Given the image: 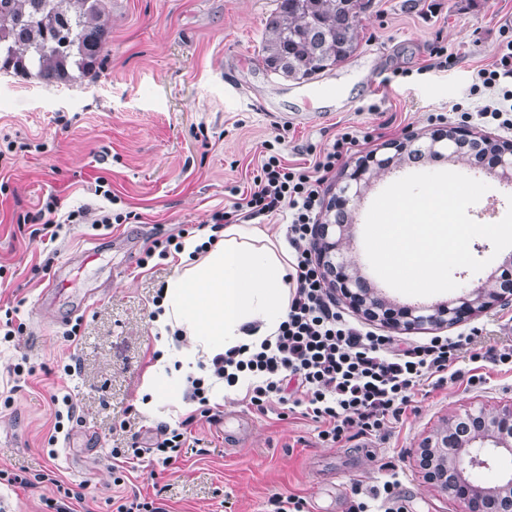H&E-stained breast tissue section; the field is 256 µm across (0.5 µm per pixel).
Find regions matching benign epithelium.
Listing matches in <instances>:
<instances>
[{"label": "benign epithelium", "mask_w": 512, "mask_h": 512, "mask_svg": "<svg viewBox=\"0 0 512 512\" xmlns=\"http://www.w3.org/2000/svg\"><path fill=\"white\" fill-rule=\"evenodd\" d=\"M478 142L488 147L493 164L488 168L500 183L512 185V142L497 141L463 127H441L429 133H417L403 141L391 142L388 152H371L347 166L317 225L314 250L326 273L327 287L349 307L391 331L444 328L464 322L497 306L512 304V254L504 258L502 273L494 288H469L455 296L426 307H400L380 291L368 286L357 268L346 259L345 239L349 221L338 214H349L348 206L363 195L370 183L400 164L404 154L417 148L436 157H454L462 144ZM461 416L477 421L466 442L448 447V438L426 440L421 452L435 458L441 467L453 472V480L427 466L426 477L439 492L459 503L460 512H486V506L502 498L512 503V470H498V475L479 480L475 471L495 469L498 460L512 461V402L493 412L483 406L465 409Z\"/></svg>", "instance_id": "1"}]
</instances>
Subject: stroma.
<instances>
[{"instance_id": "1", "label": "stroma", "mask_w": 512, "mask_h": 512, "mask_svg": "<svg viewBox=\"0 0 512 512\" xmlns=\"http://www.w3.org/2000/svg\"><path fill=\"white\" fill-rule=\"evenodd\" d=\"M110 7L112 47L95 76L52 86L0 72V138L27 145L0 167V319L12 314L21 327L0 339V469L29 478L56 472L84 495L87 512H112V498L157 489L168 512H271L277 494L304 497L310 512H351L355 488L381 486L393 470L406 512H457L456 501L425 479L420 448L469 406L512 402V365L494 359L512 349V305L445 328L449 337L474 334L481 360L461 356L459 376L417 392L381 436L322 441L300 414L282 420L253 410L241 386L215 418H167L187 437L169 465L144 457L118 485L110 451L149 448L158 437L157 420L137 399L155 357V298L176 263L147 258V249L229 209L252 187L266 149L288 164H310L350 128L369 133L366 154L460 125L454 105L495 104L498 92L473 86L501 40L512 38V0H368L359 49L322 74L340 102L316 121L304 115L298 82L258 60L276 0H111ZM441 169L459 166L403 164L355 203L345 253L372 287L385 289L363 243L370 205L392 182ZM100 177L117 203L95 195ZM51 195L61 216L107 205L134 217L107 228L66 226L51 241L23 221ZM51 286L57 296L49 303L42 293ZM75 325L80 332L68 340ZM19 362L32 374L18 386L9 368ZM66 393L76 411L52 458L50 398ZM55 496L48 482L25 490L0 480V512H50Z\"/></svg>"}]
</instances>
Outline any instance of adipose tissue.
Segmentation results:
<instances>
[{
    "label": "adipose tissue",
    "instance_id": "adipose-tissue-1",
    "mask_svg": "<svg viewBox=\"0 0 512 512\" xmlns=\"http://www.w3.org/2000/svg\"><path fill=\"white\" fill-rule=\"evenodd\" d=\"M179 261L154 308L158 357L139 397L148 416L179 414L188 378L229 349L259 346L288 313L292 256L282 232L267 224L205 226L181 240Z\"/></svg>",
    "mask_w": 512,
    "mask_h": 512
}]
</instances>
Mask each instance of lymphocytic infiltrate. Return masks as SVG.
<instances>
[{
  "mask_svg": "<svg viewBox=\"0 0 512 512\" xmlns=\"http://www.w3.org/2000/svg\"><path fill=\"white\" fill-rule=\"evenodd\" d=\"M483 88H501L496 105L480 109L481 118L512 130V41L507 42L490 69L477 73ZM361 145L357 131L340 133L313 166L291 167L281 156L264 157L254 188L237 199L231 210L214 212V228L247 224L284 214L289 218L288 243L294 249L295 288L287 318L273 338L248 355L235 350L212 360L214 377L235 385L242 375L252 383L246 396L258 412L273 403L293 402L303 416L321 423L322 439L338 442L375 437L398 421L422 387H440L448 381L460 350L471 336L454 339L434 336L424 344L389 350V337L353 326L330 297L322 270L312 258L310 244L320 222L321 187L338 162L356 154ZM56 202L47 198L35 219L40 233L56 240L63 224H83L88 218L110 226L123 214L106 210L91 216L88 208L69 211L64 221L54 218Z\"/></svg>",
  "mask_w": 512,
  "mask_h": 512,
  "instance_id": "f902f5d3",
  "label": "lymphocytic infiltrate"
}]
</instances>
